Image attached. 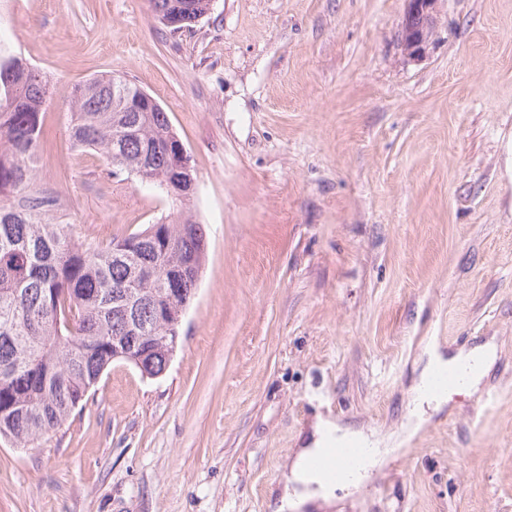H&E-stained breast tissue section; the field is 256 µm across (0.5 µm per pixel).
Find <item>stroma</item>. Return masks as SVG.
Listing matches in <instances>:
<instances>
[{"label": "stroma", "mask_w": 512, "mask_h": 512, "mask_svg": "<svg viewBox=\"0 0 512 512\" xmlns=\"http://www.w3.org/2000/svg\"><path fill=\"white\" fill-rule=\"evenodd\" d=\"M214 0L170 33L149 0H0L50 81L33 191L89 246L177 219L69 137L72 90L120 74L197 174L206 255L165 373L117 360L55 432L0 437V512H275L317 418L398 432L427 361L485 343L364 490L301 512H512V0ZM400 44L407 56H425L433 43L439 0H407Z\"/></svg>", "instance_id": "1"}]
</instances>
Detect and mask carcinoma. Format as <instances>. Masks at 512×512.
<instances>
[{
	"label": "carcinoma",
	"mask_w": 512,
	"mask_h": 512,
	"mask_svg": "<svg viewBox=\"0 0 512 512\" xmlns=\"http://www.w3.org/2000/svg\"><path fill=\"white\" fill-rule=\"evenodd\" d=\"M156 13L179 17L178 32L206 16V0H150ZM49 84L14 53L0 33V435L25 448L67 420L115 359L143 355V369L162 372L175 347L165 327L186 311L205 260V238L191 210L150 224L122 241L86 246L72 225L48 216L52 201L31 189L44 137ZM73 144L99 153L114 168L136 169L191 199L195 176L165 110L122 76L78 85L69 103ZM181 270L186 295L162 300L166 270ZM141 296V342L128 336L124 306Z\"/></svg>",
	"instance_id": "1"
}]
</instances>
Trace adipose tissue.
Listing matches in <instances>:
<instances>
[{
  "label": "adipose tissue",
  "instance_id": "obj_1",
  "mask_svg": "<svg viewBox=\"0 0 512 512\" xmlns=\"http://www.w3.org/2000/svg\"><path fill=\"white\" fill-rule=\"evenodd\" d=\"M492 362L493 352L486 347L461 350L449 356L441 354L434 348L428 350L427 363L413 389L410 410L402 432L394 438H382L371 431L344 427L330 419H318L313 426L309 442L296 454L283 482L277 512H299L300 508L309 503H331L337 492L359 490L370 478L374 468L384 465L395 452L419 432L425 421L424 407L429 406L437 410L447 402V393L443 392L435 396L428 393L438 368L472 365L473 372L464 385L465 390L472 391L481 384ZM351 442L363 444L368 448L371 464L353 473L350 478L339 481L333 475L308 467V460L324 448Z\"/></svg>",
  "mask_w": 512,
  "mask_h": 512
}]
</instances>
